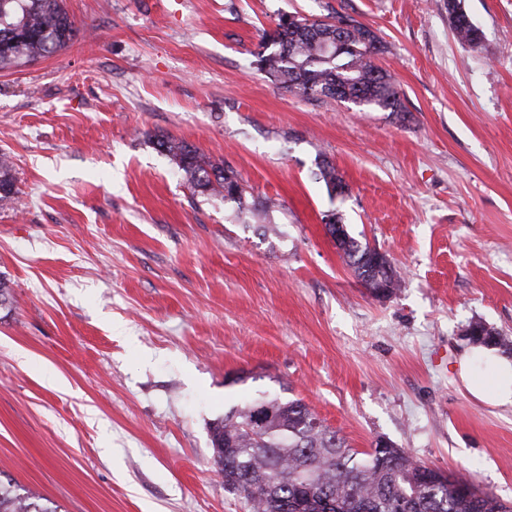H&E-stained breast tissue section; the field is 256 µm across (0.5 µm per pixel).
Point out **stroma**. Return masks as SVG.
<instances>
[{
  "label": "stroma",
  "mask_w": 512,
  "mask_h": 512,
  "mask_svg": "<svg viewBox=\"0 0 512 512\" xmlns=\"http://www.w3.org/2000/svg\"><path fill=\"white\" fill-rule=\"evenodd\" d=\"M461 4L479 47L448 0H64L78 39L0 71V471L61 512H249L208 426L260 391L512 503V406L460 377L471 322L512 339V0ZM295 12L372 27L405 117L260 73ZM162 135L277 200L278 234L192 192ZM331 212L389 256L391 297L354 277ZM456 7L453 10L448 8V17L454 34L464 44L474 45L478 40L479 27H477L469 15L462 9L461 1L455 0ZM17 200L13 164L9 155L0 153V206L13 205Z\"/></svg>",
  "instance_id": "1"
}]
</instances>
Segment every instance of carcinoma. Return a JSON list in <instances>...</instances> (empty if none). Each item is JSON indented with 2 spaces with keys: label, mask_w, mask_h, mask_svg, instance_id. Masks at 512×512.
Wrapping results in <instances>:
<instances>
[{
  "label": "carcinoma",
  "mask_w": 512,
  "mask_h": 512,
  "mask_svg": "<svg viewBox=\"0 0 512 512\" xmlns=\"http://www.w3.org/2000/svg\"><path fill=\"white\" fill-rule=\"evenodd\" d=\"M448 11L454 34L464 44L478 40L479 27L460 0ZM282 15L264 33L258 70L278 88L308 100L331 99L393 114L406 111L391 74L375 63L384 44L375 30L355 19L342 21ZM80 29L61 0H0V70L50 56L73 42ZM184 183L195 193L220 196L247 211L268 217L276 203L258 208L247 201L237 175L194 145L173 136L157 139ZM326 187L344 184L336 167H319ZM17 200L13 164L0 153V206ZM342 258L369 288L379 278L388 294L400 286L395 268L379 269L372 249L349 237ZM477 343L512 350V342L481 323ZM217 470L224 490L244 497L249 512H289L292 502L329 498V512H512L494 492L477 488L471 478L447 474L392 444L358 452L339 431L325 425L303 400L266 393L245 398L209 424ZM0 512H59V506L0 472Z\"/></svg>",
  "instance_id": "cac0c4a2"
}]
</instances>
